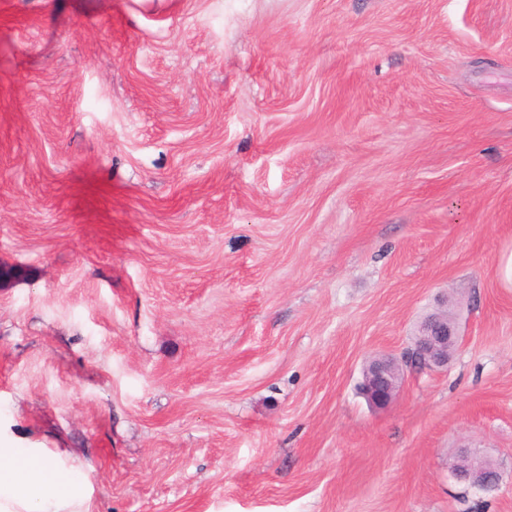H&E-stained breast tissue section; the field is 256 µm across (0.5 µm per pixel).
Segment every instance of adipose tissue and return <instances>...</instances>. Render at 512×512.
Returning a JSON list of instances; mask_svg holds the SVG:
<instances>
[{
	"instance_id": "ef3b65f1",
	"label": "adipose tissue",
	"mask_w": 512,
	"mask_h": 512,
	"mask_svg": "<svg viewBox=\"0 0 512 512\" xmlns=\"http://www.w3.org/2000/svg\"><path fill=\"white\" fill-rule=\"evenodd\" d=\"M83 464L63 448L0 436V512H89Z\"/></svg>"
}]
</instances>
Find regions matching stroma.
<instances>
[{"mask_svg": "<svg viewBox=\"0 0 512 512\" xmlns=\"http://www.w3.org/2000/svg\"><path fill=\"white\" fill-rule=\"evenodd\" d=\"M511 256L512 0H0V432L91 512H512ZM459 326L447 315L430 314L421 324L412 350L424 370L447 366L448 350L459 341ZM407 367L412 368L401 357L377 355L366 361L361 388L370 406L381 409L393 402L404 381ZM450 468L459 482L481 491L498 488L502 478L499 468L482 460L476 451L465 452L461 459L453 461Z\"/></svg>", "mask_w": 512, "mask_h": 512, "instance_id": "35a3bbf8", "label": "stroma"}]
</instances>
